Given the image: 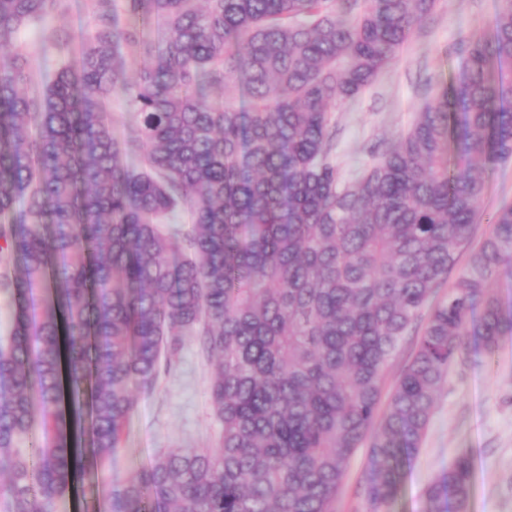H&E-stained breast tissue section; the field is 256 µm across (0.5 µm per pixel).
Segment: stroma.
Masks as SVG:
<instances>
[{"instance_id":"stroma-1","label":"stroma","mask_w":512,"mask_h":512,"mask_svg":"<svg viewBox=\"0 0 512 512\" xmlns=\"http://www.w3.org/2000/svg\"><path fill=\"white\" fill-rule=\"evenodd\" d=\"M498 7L499 0H439L385 74L355 100L336 107L333 155L343 178L361 173L380 142L414 123L429 87L457 74L455 45L489 37ZM93 24L90 0H65L43 24L21 27L16 42L28 54L32 83H43L67 55L47 40V30L87 31ZM210 373V361L193 339H186L174 371L154 390L138 394L119 453L85 475L76 494L59 499L56 512H95L99 488L120 484L159 452L214 447L221 426L211 408ZM463 449L471 451L475 463L471 512H512V335L500 338L493 356L472 344L452 364L420 451L405 467L395 498L381 512H426L428 484ZM366 462V449H358L333 512H368L360 489Z\"/></svg>"}]
</instances>
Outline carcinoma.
Wrapping results in <instances>:
<instances>
[{"mask_svg": "<svg viewBox=\"0 0 512 512\" xmlns=\"http://www.w3.org/2000/svg\"><path fill=\"white\" fill-rule=\"evenodd\" d=\"M62 2L0 0V48ZM93 2L92 34L50 33L79 44L40 93L21 89L22 48L0 54V293L18 308L0 344V509L55 512L112 461L137 391L191 336L212 364L218 446L157 455L103 487L98 512H332L367 439L364 496L380 512L469 338L491 355L512 333V306L487 288L512 268V203L447 283L484 175L512 161V0L346 184L332 112L438 0H125L124 27L114 0ZM122 45L146 59L133 82ZM114 94L136 130L115 132ZM426 307L381 413L386 367ZM36 407L44 441L24 449ZM473 476L459 452L428 512H470Z\"/></svg>", "mask_w": 512, "mask_h": 512, "instance_id": "carcinoma-1", "label": "carcinoma"}]
</instances>
